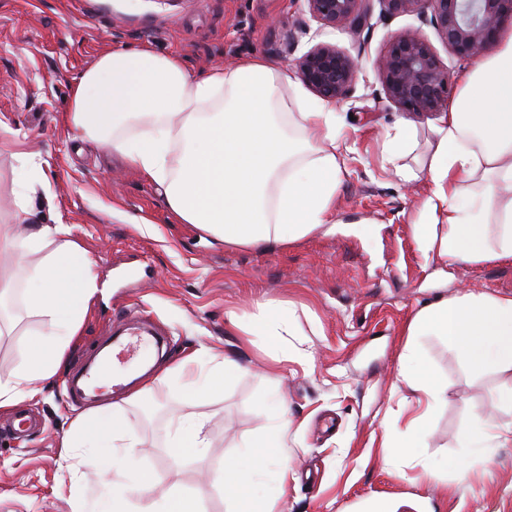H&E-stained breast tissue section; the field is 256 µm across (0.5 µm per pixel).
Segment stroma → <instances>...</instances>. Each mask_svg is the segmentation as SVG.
I'll return each mask as SVG.
<instances>
[{
  "instance_id": "stroma-1",
  "label": "stroma",
  "mask_w": 512,
  "mask_h": 512,
  "mask_svg": "<svg viewBox=\"0 0 512 512\" xmlns=\"http://www.w3.org/2000/svg\"><path fill=\"white\" fill-rule=\"evenodd\" d=\"M360 31L321 29L298 0H0V202L9 201L24 174L16 159L45 161L48 197H36L46 224L72 226L95 262L96 298L59 373L28 408L39 414L37 431L14 438L5 427L13 411L0 412V512H93L112 469V451L96 450L92 468L71 465L61 437L83 411L111 404L98 389L77 403L68 382L92 358L112 329V314L127 306L148 316L165 336L156 371L208 347L244 366L243 374L201 405L210 442L204 461L173 462L165 441L179 395L165 382L130 406L127 417L145 440L134 469L154 477L153 497L187 491L202 512H226L218 475L225 461L269 423L270 369L288 403L286 439L293 474L275 512H378L399 495L416 512H512V447L485 459L460 446L478 419L512 421L500 409L495 376H472L441 340L424 348L448 401L433 415L428 463L397 468L388 459L385 432L405 429L414 411L390 391V380L410 317L439 295L460 286L512 294V264L468 267L423 254L412 225L429 192L421 167L435 137L419 120L414 150L402 163L417 171L401 180L383 162L386 135L403 114L388 101L376 63L391 36L419 32L459 83L468 62L448 50L428 17L386 14L380 0ZM321 41L336 44L358 63L357 80L336 110L347 120L348 175L336 194L342 232L317 234L261 249L224 246L196 225L177 223L156 185L126 160L81 141L67 121L75 79L106 49L151 47L178 56L194 75L229 69L260 56L280 68ZM144 217L156 226L135 225ZM292 312L286 359L262 337L243 330L257 304ZM239 317L231 326L227 312ZM459 459L446 467V459Z\"/></svg>"
}]
</instances>
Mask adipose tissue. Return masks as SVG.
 <instances>
[{"label":"adipose tissue","mask_w":512,"mask_h":512,"mask_svg":"<svg viewBox=\"0 0 512 512\" xmlns=\"http://www.w3.org/2000/svg\"><path fill=\"white\" fill-rule=\"evenodd\" d=\"M67 118L157 185L178 223L197 225L224 245L259 248L336 229V193L346 172L337 112L303 98L294 78L263 58L195 77L173 55L107 50L76 78ZM431 128V188L413 225L419 249L456 266L512 261V26L502 30L493 55L472 63L457 99ZM42 165L39 155L23 156L27 181L14 192L15 221L0 224V330L14 322L4 306L17 294L27 312L43 320L37 338L23 344L21 363L0 372L4 410L41 394L61 369L90 304L109 290L70 225L33 224L27 235L17 234L16 223L32 216ZM290 319L288 309L262 306L248 333L279 349ZM404 334L392 390L412 393L425 409L406 432L390 438L391 462L422 460L431 414L448 399L447 385L424 354L426 338L443 339L472 374L499 376L496 398L512 410V296L456 289L421 306ZM196 362L188 356L164 375L188 408L168 443L177 461L204 457L206 417L196 407L222 393L228 377L241 370L234 359L212 352L207 367L186 377ZM123 404L86 410L61 437L62 447L87 463L94 448L113 443L112 504L100 512H200L178 491L152 498L151 478L129 471L128 460L144 442L127 424ZM271 407L270 424L246 445L248 466L228 463L221 472L230 512H274V501L254 487L268 479L281 487L288 482V406L277 399ZM461 445L492 457L512 447V422L482 419L463 433Z\"/></svg>","instance_id":"adipose-tissue-1"}]
</instances>
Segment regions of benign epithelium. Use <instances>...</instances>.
<instances>
[{"instance_id": "benign-epithelium-1", "label": "benign epithelium", "mask_w": 512, "mask_h": 512, "mask_svg": "<svg viewBox=\"0 0 512 512\" xmlns=\"http://www.w3.org/2000/svg\"><path fill=\"white\" fill-rule=\"evenodd\" d=\"M308 14L324 28L357 31L370 20L369 0H302ZM390 15L430 13V21L458 59L482 57L512 20V0H379ZM302 83L330 103L351 91L357 63L347 52L320 42L295 60ZM387 99L411 118H425L448 108L452 91L448 69L421 35L391 37L377 65Z\"/></svg>"}]
</instances>
